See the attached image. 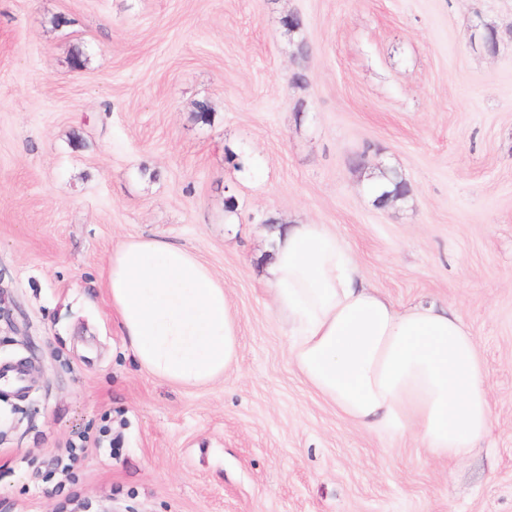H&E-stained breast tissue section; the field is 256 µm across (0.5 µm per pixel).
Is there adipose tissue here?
<instances>
[{
  "mask_svg": "<svg viewBox=\"0 0 512 512\" xmlns=\"http://www.w3.org/2000/svg\"><path fill=\"white\" fill-rule=\"evenodd\" d=\"M268 236L269 308L306 382L360 428L414 439L439 459L467 458L491 407L477 341L460 317L432 301L394 303L329 225L291 221ZM106 286L135 358L156 377L203 385L236 364L239 318L194 252L127 239Z\"/></svg>",
  "mask_w": 512,
  "mask_h": 512,
  "instance_id": "1",
  "label": "adipose tissue"
}]
</instances>
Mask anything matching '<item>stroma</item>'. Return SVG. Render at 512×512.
Listing matches in <instances>:
<instances>
[{
  "label": "stroma",
  "instance_id": "1",
  "mask_svg": "<svg viewBox=\"0 0 512 512\" xmlns=\"http://www.w3.org/2000/svg\"><path fill=\"white\" fill-rule=\"evenodd\" d=\"M362 152L410 201L374 206ZM273 216L330 225L397 304L461 316L492 411L467 459L358 428L307 385L267 306ZM130 237L223 281L224 378L134 358L102 285ZM1 362L30 375L0 391V512H60L47 475L83 433L74 512H512V0H0Z\"/></svg>",
  "mask_w": 512,
  "mask_h": 512
}]
</instances>
